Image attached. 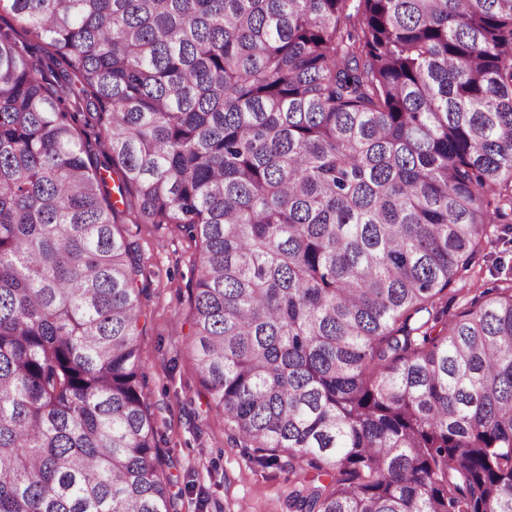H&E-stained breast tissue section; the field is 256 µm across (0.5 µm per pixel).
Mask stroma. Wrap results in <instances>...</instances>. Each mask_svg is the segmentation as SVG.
Returning a JSON list of instances; mask_svg holds the SVG:
<instances>
[{
    "label": "stroma",
    "instance_id": "stroma-1",
    "mask_svg": "<svg viewBox=\"0 0 512 512\" xmlns=\"http://www.w3.org/2000/svg\"><path fill=\"white\" fill-rule=\"evenodd\" d=\"M118 222L138 251L146 314L139 346L158 445L177 494L175 512H290L287 467L260 466L234 447L223 418L208 412L200 392L189 317L197 248L173 224H135L124 214ZM508 284L512 224H496L472 276L449 290L448 310Z\"/></svg>",
    "mask_w": 512,
    "mask_h": 512
}]
</instances>
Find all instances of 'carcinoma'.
Instances as JSON below:
<instances>
[{"label": "carcinoma", "mask_w": 512, "mask_h": 512, "mask_svg": "<svg viewBox=\"0 0 512 512\" xmlns=\"http://www.w3.org/2000/svg\"><path fill=\"white\" fill-rule=\"evenodd\" d=\"M2 12L0 512L173 508L130 195L198 247L206 407L292 512H512V286L445 300L512 224V0Z\"/></svg>", "instance_id": "cac0c4a2"}]
</instances>
